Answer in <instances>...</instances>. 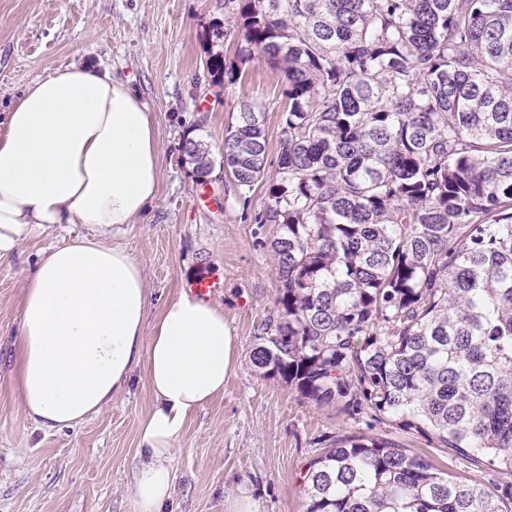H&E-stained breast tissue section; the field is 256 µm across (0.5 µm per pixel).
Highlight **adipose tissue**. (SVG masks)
Segmentation results:
<instances>
[{
  "label": "adipose tissue",
  "mask_w": 512,
  "mask_h": 512,
  "mask_svg": "<svg viewBox=\"0 0 512 512\" xmlns=\"http://www.w3.org/2000/svg\"><path fill=\"white\" fill-rule=\"evenodd\" d=\"M159 160L139 94L79 62L32 82L0 120V261L41 230H92L49 246L24 279L21 406L43 429L71 428L109 407L144 366L154 404L127 488L135 512H162L186 419L237 366L218 305L185 291L148 316L145 265L121 239L158 196Z\"/></svg>",
  "instance_id": "obj_1"
}]
</instances>
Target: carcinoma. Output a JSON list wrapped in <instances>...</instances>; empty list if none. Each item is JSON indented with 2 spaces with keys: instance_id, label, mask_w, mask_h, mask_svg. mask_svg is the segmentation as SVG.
<instances>
[{
  "instance_id": "1",
  "label": "carcinoma",
  "mask_w": 512,
  "mask_h": 512,
  "mask_svg": "<svg viewBox=\"0 0 512 512\" xmlns=\"http://www.w3.org/2000/svg\"><path fill=\"white\" fill-rule=\"evenodd\" d=\"M286 80L269 203L279 282L251 361L317 406L433 435L512 475V0H224ZM211 82H234L224 55ZM182 151L210 175L205 144ZM265 110L224 137L243 192L265 176ZM305 512H512V482L451 478L382 435L309 461Z\"/></svg>"
}]
</instances>
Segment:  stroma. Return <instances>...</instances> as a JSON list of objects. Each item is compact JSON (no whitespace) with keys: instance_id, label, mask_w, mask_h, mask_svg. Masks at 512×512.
I'll return each mask as SVG.
<instances>
[{"instance_id":"35a3bbf8","label":"stroma","mask_w":512,"mask_h":512,"mask_svg":"<svg viewBox=\"0 0 512 512\" xmlns=\"http://www.w3.org/2000/svg\"><path fill=\"white\" fill-rule=\"evenodd\" d=\"M224 0H0V113L33 80L74 61L108 68L130 83L151 112L160 148L158 198L123 239L144 261L150 316L202 276L219 280L213 301L237 338L238 363L224 389L191 414L174 450L173 495L164 512H233L249 499L256 512H303L301 472L342 433L387 436L459 479L486 485L512 476L477 468L448 449L336 406L318 407L251 362L268 320L278 314L269 242L274 227L257 223L268 202V175L281 150L285 80L261 53L240 66L232 85L207 75L210 26ZM266 107V179L235 187L221 165L224 135L241 97ZM202 140L215 165L197 182L182 144ZM207 189L217 207L199 202ZM48 231L0 262V512H134L126 489L138 462L137 430L153 396L144 367L104 411L71 429L48 431L20 405L14 343L23 278Z\"/></svg>"}]
</instances>
